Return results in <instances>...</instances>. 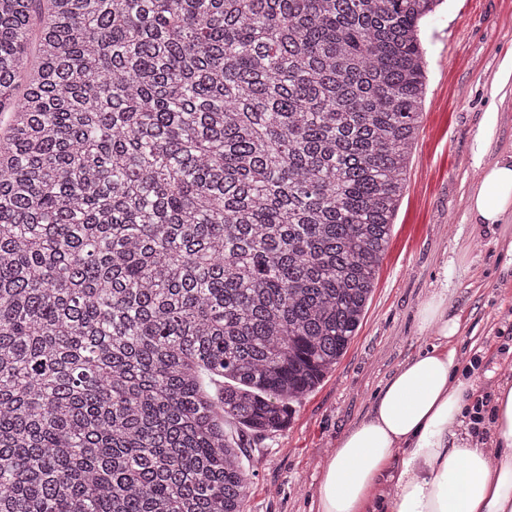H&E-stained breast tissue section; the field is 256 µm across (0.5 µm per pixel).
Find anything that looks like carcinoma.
Listing matches in <instances>:
<instances>
[{"instance_id":"cac0c4a2","label":"carcinoma","mask_w":512,"mask_h":512,"mask_svg":"<svg viewBox=\"0 0 512 512\" xmlns=\"http://www.w3.org/2000/svg\"><path fill=\"white\" fill-rule=\"evenodd\" d=\"M444 2L0 0V512H244L361 324Z\"/></svg>"}]
</instances>
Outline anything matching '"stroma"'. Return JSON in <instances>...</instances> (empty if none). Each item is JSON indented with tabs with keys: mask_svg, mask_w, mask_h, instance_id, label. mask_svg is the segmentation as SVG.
<instances>
[{
	"mask_svg": "<svg viewBox=\"0 0 512 512\" xmlns=\"http://www.w3.org/2000/svg\"><path fill=\"white\" fill-rule=\"evenodd\" d=\"M427 94L372 300L346 353L295 405L282 431L247 436L246 512H313L319 467L370 408L397 367L427 348L420 307L443 294L460 315L463 360L480 356L482 389L512 379V257L501 236L472 223L471 186L512 153V85L496 87L512 59V0H445L424 18Z\"/></svg>",
	"mask_w": 512,
	"mask_h": 512,
	"instance_id": "35a3bbf8",
	"label": "stroma"
}]
</instances>
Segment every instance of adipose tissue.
<instances>
[{"label":"adipose tissue","mask_w":512,"mask_h":512,"mask_svg":"<svg viewBox=\"0 0 512 512\" xmlns=\"http://www.w3.org/2000/svg\"><path fill=\"white\" fill-rule=\"evenodd\" d=\"M477 224L512 214V154L489 165L468 197ZM429 348L390 376L323 467L317 512H512V382L494 389L491 443L465 430L475 391L455 345L461 323L442 294L421 308Z\"/></svg>","instance_id":"1"}]
</instances>
